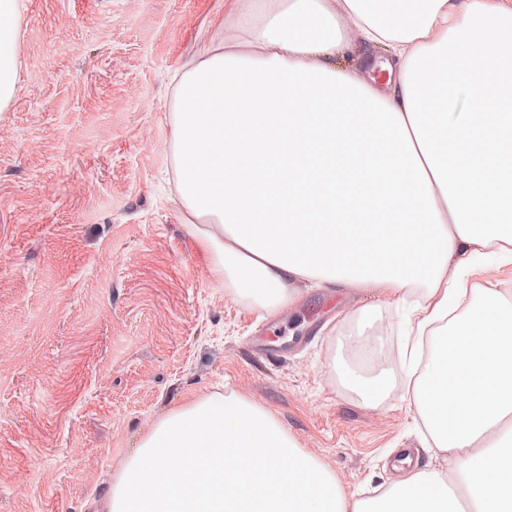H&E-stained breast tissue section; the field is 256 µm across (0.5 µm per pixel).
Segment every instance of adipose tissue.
<instances>
[{"label":"adipose tissue","instance_id":"ef3b65f1","mask_svg":"<svg viewBox=\"0 0 512 512\" xmlns=\"http://www.w3.org/2000/svg\"><path fill=\"white\" fill-rule=\"evenodd\" d=\"M21 14L0 0L1 113ZM208 26L172 80L187 225L263 307L336 282L409 304L431 353L405 383L445 467L351 498L271 414L215 393L158 422L91 512H512V298L479 288L446 323L473 261L512 264V6L216 0ZM342 381L367 405L391 384Z\"/></svg>","mask_w":512,"mask_h":512}]
</instances>
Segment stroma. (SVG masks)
<instances>
[{
  "mask_svg": "<svg viewBox=\"0 0 512 512\" xmlns=\"http://www.w3.org/2000/svg\"><path fill=\"white\" fill-rule=\"evenodd\" d=\"M20 90L0 116V512H85L168 412L212 393L267 410L347 496L396 449L439 460L381 289L269 311L213 272L173 195L171 79L213 0H23ZM370 316L383 348L351 337ZM391 370L378 407L334 366Z\"/></svg>",
  "mask_w": 512,
  "mask_h": 512,
  "instance_id": "35a3bbf8",
  "label": "stroma"
}]
</instances>
